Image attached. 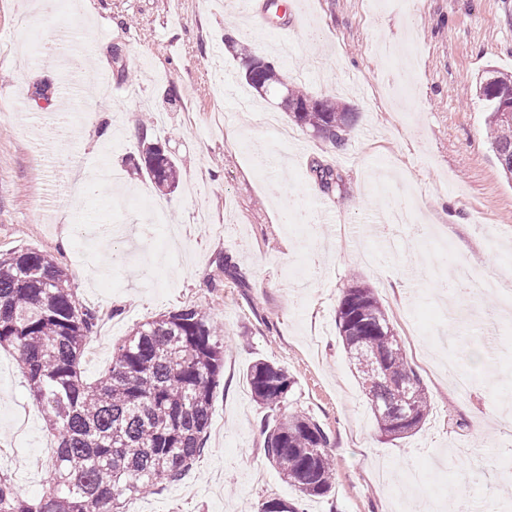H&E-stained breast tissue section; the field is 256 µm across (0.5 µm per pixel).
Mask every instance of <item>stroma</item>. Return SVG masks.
Listing matches in <instances>:
<instances>
[{"mask_svg":"<svg viewBox=\"0 0 512 512\" xmlns=\"http://www.w3.org/2000/svg\"><path fill=\"white\" fill-rule=\"evenodd\" d=\"M33 2L0 0V251L36 248L67 265L98 315L86 381L160 314L195 307L224 328L207 452L133 512H258L271 497L300 500L303 512H404L402 478L414 468L425 471L421 495L441 504L464 485L467 512H512V463L498 455L512 444V319L485 324L486 303L504 300L480 288L494 277L512 289V183L478 97L488 68L512 74V0H287L288 29L280 13L253 28L248 9L227 0H50L38 12ZM19 13L29 35L14 28ZM101 13L111 17L103 27ZM60 38L93 56V91L67 96L78 67L40 56ZM245 43L289 87L353 112L343 145L259 98L243 76ZM144 137L178 160L175 190L138 167ZM260 141L287 154L285 171L256 163ZM102 165L121 183L74 195L75 178ZM390 200L413 212L391 234L381 221ZM285 205L308 222L281 223ZM104 214L113 235L88 237ZM460 265L472 272L470 294L436 311L432 267ZM355 275L431 399L425 423L403 438L380 431L339 336L338 302ZM258 360L288 370L292 406L327 432L328 496L301 497L266 459L269 412L246 378ZM444 364L471 379L469 394ZM478 413L489 417L481 433ZM1 446L13 454L0 472L39 497L48 472L29 465L55 445L12 348L0 349Z\"/></svg>","mask_w":512,"mask_h":512,"instance_id":"1","label":"stroma"}]
</instances>
